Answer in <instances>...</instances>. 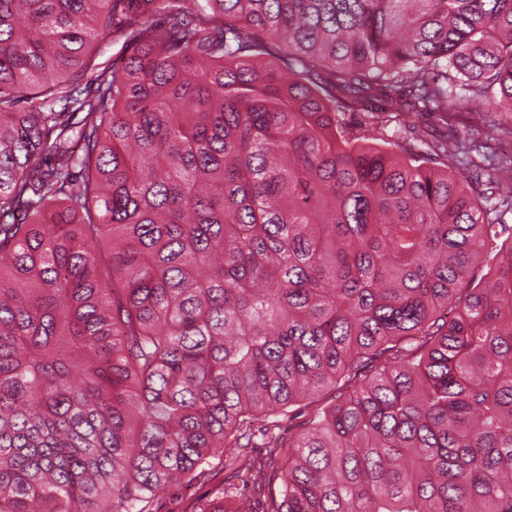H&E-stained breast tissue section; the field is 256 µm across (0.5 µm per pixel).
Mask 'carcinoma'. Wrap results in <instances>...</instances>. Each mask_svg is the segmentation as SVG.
I'll return each instance as SVG.
<instances>
[{
	"label": "carcinoma",
	"instance_id": "1",
	"mask_svg": "<svg viewBox=\"0 0 512 512\" xmlns=\"http://www.w3.org/2000/svg\"><path fill=\"white\" fill-rule=\"evenodd\" d=\"M489 139L512 0H0V512L257 488L307 408L277 512H512ZM232 470L225 468L219 459L212 461L205 479L186 486L160 491L150 501V512H200V509L215 498L221 497L224 486L235 482Z\"/></svg>",
	"mask_w": 512,
	"mask_h": 512
}]
</instances>
